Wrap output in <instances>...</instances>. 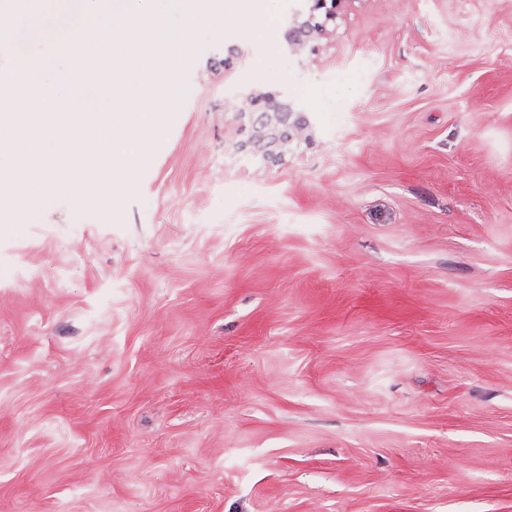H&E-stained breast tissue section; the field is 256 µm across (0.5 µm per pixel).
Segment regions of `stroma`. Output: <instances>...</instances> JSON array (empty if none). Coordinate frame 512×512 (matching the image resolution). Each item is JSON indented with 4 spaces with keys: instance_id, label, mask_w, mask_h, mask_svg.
Listing matches in <instances>:
<instances>
[{
    "instance_id": "obj_1",
    "label": "stroma",
    "mask_w": 512,
    "mask_h": 512,
    "mask_svg": "<svg viewBox=\"0 0 512 512\" xmlns=\"http://www.w3.org/2000/svg\"><path fill=\"white\" fill-rule=\"evenodd\" d=\"M311 4L196 38L118 206L0 235V512H512V0H343L297 52ZM344 91L345 88L343 86L324 88L309 85L301 87L299 94L307 100L312 108L323 112H334L339 105ZM254 104H263V112L257 118L259 124V141H264L266 148H282L288 144L290 124V108L288 104L282 103L274 95H254L251 97ZM275 116H269L268 113Z\"/></svg>"
}]
</instances>
